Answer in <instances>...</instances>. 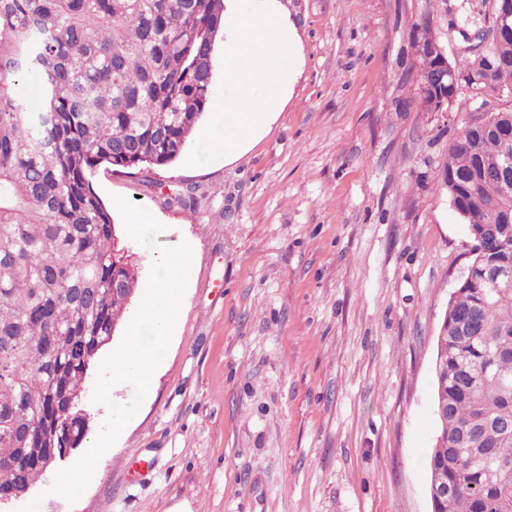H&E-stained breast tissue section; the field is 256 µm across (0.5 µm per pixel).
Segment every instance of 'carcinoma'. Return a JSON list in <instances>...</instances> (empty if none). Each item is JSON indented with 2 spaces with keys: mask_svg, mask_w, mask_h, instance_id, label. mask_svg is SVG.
<instances>
[{
  "mask_svg": "<svg viewBox=\"0 0 512 512\" xmlns=\"http://www.w3.org/2000/svg\"><path fill=\"white\" fill-rule=\"evenodd\" d=\"M460 24L494 25L499 0ZM434 17L418 24L416 67L440 62ZM224 0H0V497L43 477V462L78 447L90 365L113 338L139 284L92 174L166 166L207 111ZM448 87L418 96L464 122L448 147L444 186L465 224H492L500 245L470 262L437 338L434 407L442 440L430 479L448 483L437 512H512V37L448 61ZM35 82L39 101L28 96ZM128 291L115 293L114 282Z\"/></svg>",
  "mask_w": 512,
  "mask_h": 512,
  "instance_id": "cac0c4a2",
  "label": "carcinoma"
}]
</instances>
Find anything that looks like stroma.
I'll return each instance as SVG.
<instances>
[{"label":"stroma","instance_id":"35a3bbf8","mask_svg":"<svg viewBox=\"0 0 512 512\" xmlns=\"http://www.w3.org/2000/svg\"><path fill=\"white\" fill-rule=\"evenodd\" d=\"M460 2L274 0L302 54L242 155L97 171L192 267L151 397L76 503L29 490L40 512H431L436 341L471 261L441 183L472 105L420 111L408 69L427 12L455 54Z\"/></svg>","mask_w":512,"mask_h":512}]
</instances>
